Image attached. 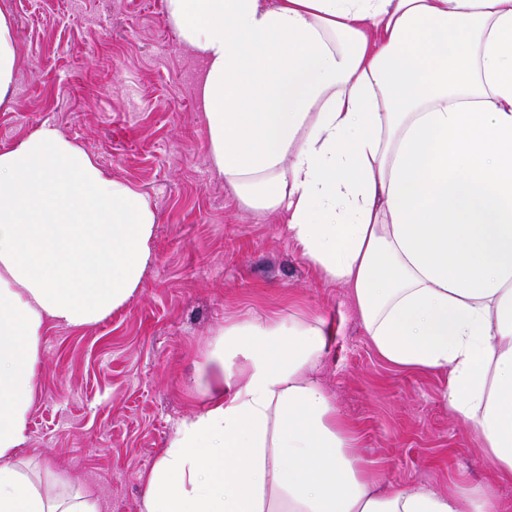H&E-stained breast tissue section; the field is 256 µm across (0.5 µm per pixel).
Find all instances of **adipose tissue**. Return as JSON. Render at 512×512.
I'll return each mask as SVG.
<instances>
[{"instance_id":"1","label":"adipose tissue","mask_w":512,"mask_h":512,"mask_svg":"<svg viewBox=\"0 0 512 512\" xmlns=\"http://www.w3.org/2000/svg\"><path fill=\"white\" fill-rule=\"evenodd\" d=\"M203 62L210 166L345 285L388 363L447 371L512 482V0H165ZM156 215L43 124L0 149V512H99L19 457L46 324L95 325L153 261ZM322 321L244 320L140 512H507L476 486L386 487L316 379Z\"/></svg>"}]
</instances>
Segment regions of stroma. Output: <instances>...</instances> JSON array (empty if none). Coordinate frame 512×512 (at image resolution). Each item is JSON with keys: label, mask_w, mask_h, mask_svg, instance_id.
Returning <instances> with one entry per match:
<instances>
[{"label": "stroma", "mask_w": 512, "mask_h": 512, "mask_svg": "<svg viewBox=\"0 0 512 512\" xmlns=\"http://www.w3.org/2000/svg\"><path fill=\"white\" fill-rule=\"evenodd\" d=\"M17 64L0 106V148L48 123L155 215L138 292L94 326L47 325L26 465L50 493L83 490L101 512H139L143 475L177 421L200 411L196 366L243 321L323 319L336 334L319 378L387 484L487 487L512 504L472 422L451 414L444 372L377 353L347 288L323 278L278 215L244 209L210 168L197 95L202 62L164 0H16Z\"/></svg>", "instance_id": "35a3bbf8"}]
</instances>
